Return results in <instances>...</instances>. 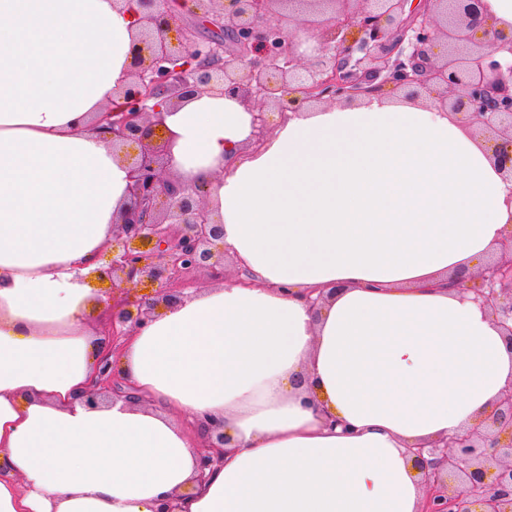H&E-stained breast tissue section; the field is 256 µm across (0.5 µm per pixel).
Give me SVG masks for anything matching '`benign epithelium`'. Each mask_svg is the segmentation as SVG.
Masks as SVG:
<instances>
[{"instance_id":"7a95c632","label":"benign epithelium","mask_w":512,"mask_h":512,"mask_svg":"<svg viewBox=\"0 0 512 512\" xmlns=\"http://www.w3.org/2000/svg\"><path fill=\"white\" fill-rule=\"evenodd\" d=\"M138 32L127 78L94 126L125 154L129 198L112 224L110 259L99 277L122 290L101 323L109 337L96 387L86 403L131 400L134 393L109 355L144 327L161 305L184 297L198 270L225 278L218 241L224 225L206 197L169 167L176 135L162 103L195 93L240 100L251 115L248 145L258 148L271 129L269 114L342 100L376 89L433 99L463 116L475 133L494 141L492 163L512 185V38L492 25L487 0H136ZM218 30L214 36L171 42L184 13ZM295 16L292 28L270 20ZM444 44L439 54L435 48ZM507 249L477 274L460 270L448 287L473 279L476 300L512 345V229ZM157 286L139 297L130 286ZM224 424L208 425L209 444L197 480L220 462ZM425 490L420 512H512V386L479 426L413 452Z\"/></svg>"}]
</instances>
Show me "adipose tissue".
<instances>
[{
    "mask_svg": "<svg viewBox=\"0 0 512 512\" xmlns=\"http://www.w3.org/2000/svg\"><path fill=\"white\" fill-rule=\"evenodd\" d=\"M135 30L113 0H0V512H160L189 486L181 512H419L413 449L512 383V346L447 286L512 224L490 143L385 94L274 116L257 149L238 100L171 107L172 167L255 279L159 307L118 360L140 402L89 406L129 188L90 122ZM213 419L224 461L199 485Z\"/></svg>",
    "mask_w": 512,
    "mask_h": 512,
    "instance_id": "ef3b65f1",
    "label": "adipose tissue"
}]
</instances>
